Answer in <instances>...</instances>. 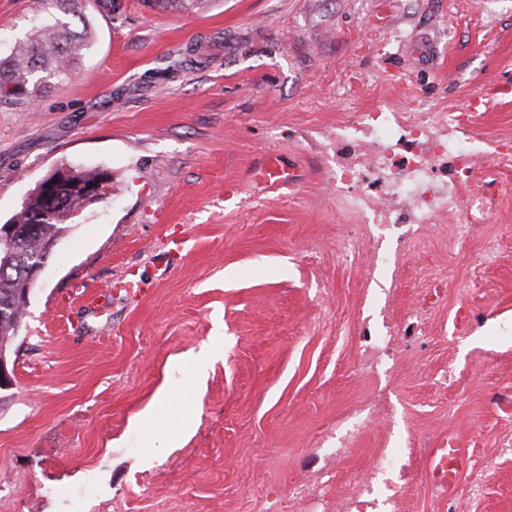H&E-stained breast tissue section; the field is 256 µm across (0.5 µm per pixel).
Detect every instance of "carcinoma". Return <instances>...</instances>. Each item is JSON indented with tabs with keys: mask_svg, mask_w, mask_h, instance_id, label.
<instances>
[{
	"mask_svg": "<svg viewBox=\"0 0 512 512\" xmlns=\"http://www.w3.org/2000/svg\"><path fill=\"white\" fill-rule=\"evenodd\" d=\"M88 30L80 32L58 21L41 23L31 35L16 43L11 53L0 58V85L11 84L17 92L2 99L36 100L45 81L62 78L71 71L79 56L87 49ZM83 199L74 197L63 204L57 221L43 224L39 234L22 241L10 264H0V300L19 288L28 287L24 276L28 260L38 254L43 242L63 235L70 224L65 222L68 212L79 207ZM26 318L24 311H12L0 316V346L7 348L15 337L16 329Z\"/></svg>",
	"mask_w": 512,
	"mask_h": 512,
	"instance_id": "obj_1",
	"label": "carcinoma"
}]
</instances>
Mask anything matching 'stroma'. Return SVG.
Here are the masks:
<instances>
[{
	"label": "stroma",
	"instance_id": "stroma-1",
	"mask_svg": "<svg viewBox=\"0 0 512 512\" xmlns=\"http://www.w3.org/2000/svg\"><path fill=\"white\" fill-rule=\"evenodd\" d=\"M93 46L35 104L0 102V224L50 171L106 168L112 192L79 212L33 287L0 405V512H260L287 505L303 460L371 392L350 364L366 254L341 253L344 219L309 136L386 100L455 111L478 138H512V0H98ZM0 0V57L43 19ZM300 186L259 192L269 158ZM242 188L224 202V184ZM481 236L454 224L409 246L398 314L430 333L391 383L415 449L405 512H512V455L481 499L436 495L425 449L493 453L512 434V174ZM197 246L159 272L172 236ZM136 272L143 298L74 301ZM208 348L197 380L184 357ZM170 387L152 425L134 418ZM193 427L176 447L175 417ZM368 431L327 477L373 468Z\"/></svg>",
	"mask_w": 512,
	"mask_h": 512
}]
</instances>
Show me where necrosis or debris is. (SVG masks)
Returning <instances> with one entry per match:
<instances>
[{
  "label": "necrosis or debris",
  "instance_id": "obj_1",
  "mask_svg": "<svg viewBox=\"0 0 512 512\" xmlns=\"http://www.w3.org/2000/svg\"><path fill=\"white\" fill-rule=\"evenodd\" d=\"M318 149L329 164L331 199L346 219L342 247L361 245L367 252L361 295L366 308L389 306L393 290L381 281L397 278L402 244L438 233L454 216L459 239L474 238L496 206L498 174L512 170L511 140L477 139L450 112H402L389 103L338 120ZM428 333L422 309L394 325L361 320L352 370L377 387L337 418L321 451L304 459L309 479L294 487L293 503L321 499L324 475L360 436L380 425L391 428L396 409L385 380L398 371L403 346ZM410 477L409 455L387 433L375 450L373 477L324 501V512H403L402 491Z\"/></svg>",
  "mask_w": 512,
  "mask_h": 512
}]
</instances>
